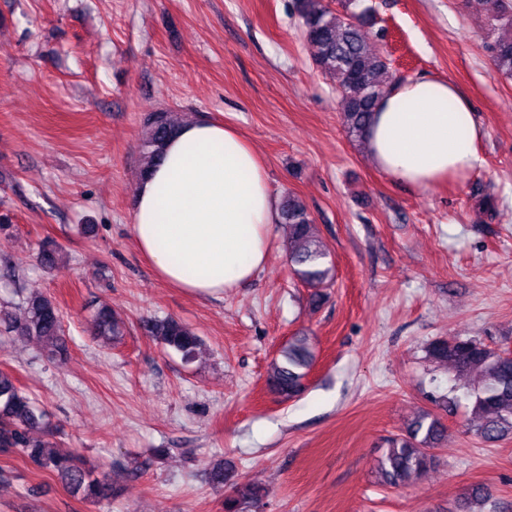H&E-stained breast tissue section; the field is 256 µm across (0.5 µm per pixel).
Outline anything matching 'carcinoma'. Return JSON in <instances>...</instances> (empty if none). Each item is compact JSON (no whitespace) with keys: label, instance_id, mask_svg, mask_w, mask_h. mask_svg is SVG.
I'll list each match as a JSON object with an SVG mask.
<instances>
[{"label":"carcinoma","instance_id":"cac0c4a2","mask_svg":"<svg viewBox=\"0 0 512 512\" xmlns=\"http://www.w3.org/2000/svg\"><path fill=\"white\" fill-rule=\"evenodd\" d=\"M304 35L313 50V62L324 74L337 80L342 100V120L349 137L364 139L377 100L396 83L387 57L369 43L366 26L373 21L372 7L364 0H343L335 10L322 0H298ZM491 29L499 35L487 45L495 69L512 77V4L506 0H485ZM180 121L169 111L150 114L139 140L144 175L163 158L168 139ZM281 223L288 225V262L293 275L305 287L314 289L311 300L320 302L321 288L333 282L335 264L330 249L320 238L306 203L296 194H285L280 204ZM24 315L17 319L5 311L0 321L4 332L38 340L50 356L61 353L60 310L50 296L32 293L23 298ZM145 330L159 343L181 355L184 362L194 361L201 340L181 322L166 318L148 320ZM94 335L114 342L124 335V326L101 306L90 324ZM427 359L446 364L457 380L473 379L466 387L472 413L479 419L477 432L486 442L512 438V353L492 347L475 337L448 336L430 341L425 347ZM314 361L309 339L294 336L271 360L267 384L284 399L297 396ZM44 413L17 385L15 378L0 370V453L17 454L36 469L57 478L70 494L83 501L108 507L118 494L112 476L97 474L77 454H60L49 442L34 436ZM446 427L434 413L423 410L408 424L405 433L386 439V447L377 459L376 474L390 488L412 485L432 468L437 459L431 449L437 447ZM264 487L240 481L232 484L224 499V512H259L264 506ZM489 500L484 487L476 485L457 500L455 512H485Z\"/></svg>","mask_w":512,"mask_h":512}]
</instances>
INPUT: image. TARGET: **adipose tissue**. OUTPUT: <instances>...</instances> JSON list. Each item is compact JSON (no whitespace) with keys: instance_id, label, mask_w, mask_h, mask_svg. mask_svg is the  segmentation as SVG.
I'll return each instance as SVG.
<instances>
[{"instance_id":"adipose-tissue-1","label":"adipose tissue","mask_w":512,"mask_h":512,"mask_svg":"<svg viewBox=\"0 0 512 512\" xmlns=\"http://www.w3.org/2000/svg\"><path fill=\"white\" fill-rule=\"evenodd\" d=\"M483 136L456 84L409 80L379 98L365 147L386 177L425 191L474 171ZM133 198L132 240L163 282L219 297L265 268L278 203L262 159L232 126L181 123Z\"/></svg>"}]
</instances>
